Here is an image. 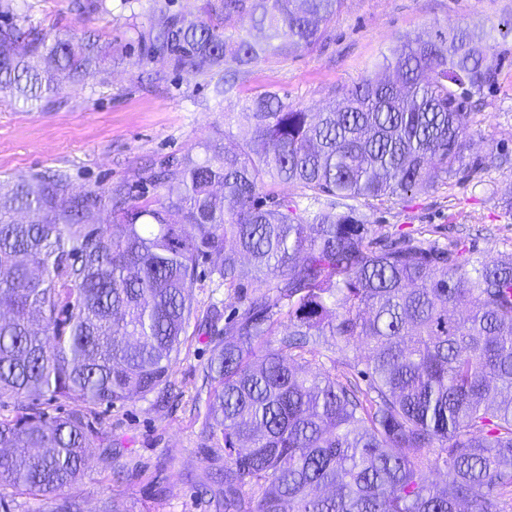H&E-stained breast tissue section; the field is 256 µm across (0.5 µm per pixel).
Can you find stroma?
I'll use <instances>...</instances> for the list:
<instances>
[{
	"label": "stroma",
	"instance_id": "1",
	"mask_svg": "<svg viewBox=\"0 0 512 512\" xmlns=\"http://www.w3.org/2000/svg\"><path fill=\"white\" fill-rule=\"evenodd\" d=\"M14 0L16 20L48 39L94 36L106 48L99 64L63 81L52 102H24L0 93V184L35 171H66L75 193L105 192L122 184L133 200L164 195L154 172L169 160L195 159L202 145L244 137L251 100L265 92L310 112L340 100L408 37L433 36L458 26L479 33L499 64L496 86L469 115L479 136L470 147L480 160L425 194L385 204L360 203L372 229L400 240L455 244L472 261L512 258V35L502 22L512 0H343L323 40L311 48L240 66L226 63L207 75H155L140 62V33L160 27L167 13L196 18L201 0ZM230 84L224 95L217 87ZM205 341L190 337L169 375L178 396L163 403L150 394L97 409L99 436L110 439L111 465L90 459L72 491L84 512H224L199 484L224 471V452L203 428L206 401L197 393L209 358Z\"/></svg>",
	"mask_w": 512,
	"mask_h": 512
}]
</instances>
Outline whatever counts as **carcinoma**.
<instances>
[{
  "mask_svg": "<svg viewBox=\"0 0 512 512\" xmlns=\"http://www.w3.org/2000/svg\"><path fill=\"white\" fill-rule=\"evenodd\" d=\"M341 2L202 0L196 19L172 14L141 36V61L204 75L295 53ZM239 15L254 38L224 32ZM101 55L94 37L50 42L14 23L0 0L1 90L49 98L56 74L80 78ZM386 69L323 112L257 96L250 138L169 164L154 205L121 185L74 195L64 173L0 192L1 508L84 512L61 490L90 458L112 459L96 408L169 386L199 267L215 257L210 276L242 301L198 323L214 341L205 427L224 449V479L206 489L224 512H512V260L471 268L454 246L373 233L348 204L476 170L465 109L498 67L459 29L406 40ZM279 181L318 207L262 193ZM105 201L112 221L96 224ZM250 279L259 293L244 299ZM358 342L368 354L353 374L327 367ZM440 470L448 481H430Z\"/></svg>",
  "mask_w": 512,
  "mask_h": 512,
  "instance_id": "cac0c4a2",
  "label": "carcinoma"
}]
</instances>
